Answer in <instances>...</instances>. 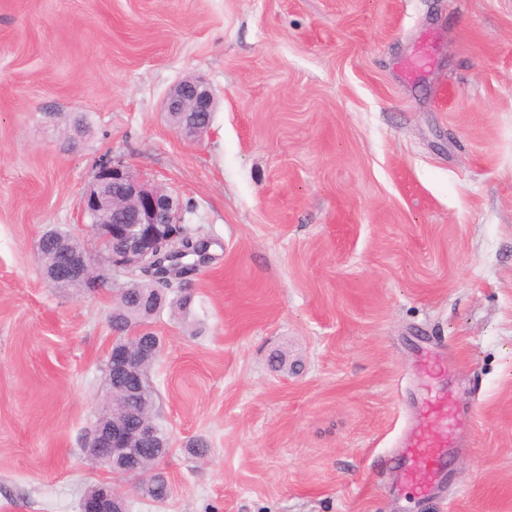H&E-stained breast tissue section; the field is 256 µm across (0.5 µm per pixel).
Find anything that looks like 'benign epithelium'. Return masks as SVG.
<instances>
[{
  "mask_svg": "<svg viewBox=\"0 0 512 512\" xmlns=\"http://www.w3.org/2000/svg\"><path fill=\"white\" fill-rule=\"evenodd\" d=\"M164 111L214 112L215 95L208 83L198 77H187L169 90ZM183 205L178 197L144 181L120 160L101 164L86 191L81 210V226L92 254L76 252L66 256L46 274L48 283L78 277L88 291L100 287L101 276L92 272L104 260L107 270L115 275L129 274L162 259L166 245L182 231ZM112 371L135 367L127 347L112 342L108 352ZM156 443L164 447L161 432L154 424L142 423L130 430L112 409L98 415L87 437L84 451L89 461L109 474L124 475L142 462L140 446ZM81 512H128L123 492L106 481L100 484L96 497L83 500Z\"/></svg>",
  "mask_w": 512,
  "mask_h": 512,
  "instance_id": "benign-epithelium-1",
  "label": "benign epithelium"
}]
</instances>
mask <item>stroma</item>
<instances>
[{"label":"stroma","instance_id":"1","mask_svg":"<svg viewBox=\"0 0 512 512\" xmlns=\"http://www.w3.org/2000/svg\"><path fill=\"white\" fill-rule=\"evenodd\" d=\"M188 76L195 139L161 109ZM110 158L213 242L151 323L172 492L119 478L130 512H512V0H0V512L109 478L128 279L52 288L37 244ZM430 389L466 445L424 493L397 441ZM163 109L168 116L174 112H209L215 109V95L208 83L198 76L187 77L176 82L169 90ZM108 361L113 372L134 368L136 359L133 358L127 347L121 343L112 341V346L108 352Z\"/></svg>","mask_w":512,"mask_h":512}]
</instances>
